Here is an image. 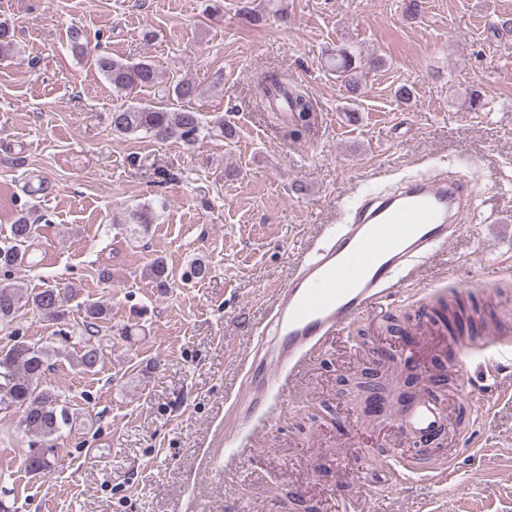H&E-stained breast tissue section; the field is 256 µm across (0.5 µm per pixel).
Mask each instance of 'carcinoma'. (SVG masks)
I'll return each mask as SVG.
<instances>
[{
	"mask_svg": "<svg viewBox=\"0 0 512 512\" xmlns=\"http://www.w3.org/2000/svg\"><path fill=\"white\" fill-rule=\"evenodd\" d=\"M70 48L78 55L90 56L82 28L71 26L68 30ZM13 38L9 24L0 21V59L13 57ZM92 64L112 87V92L127 96L134 90L160 89V100L139 101L122 105L111 114L112 133L119 136L144 134L159 142H176L187 147L194 145L201 135L216 129L224 138L235 136L234 129L221 117L212 125L204 124L201 113L191 102L202 94L201 87L189 79L178 80L161 87L160 73L149 60L136 63L112 57L108 53L93 56ZM329 71L345 89L348 98L357 99L369 73L386 66V59L379 55H364L353 45L344 44L329 54ZM255 103L262 112H289L296 128L283 127V136L294 138L309 132L317 121L316 109L305 90L288 84V77L277 70H263L254 78ZM153 222L152 212L140 208L129 212L125 220L142 230ZM36 227L28 217L19 216L10 225L7 243L0 244V322L7 324L25 307L61 321L65 317V303L77 295V288L70 286L67 293L48 286L37 292L24 293L11 282L12 272L29 262L36 250ZM151 287L161 295L173 287V276L164 260H154L145 270ZM84 320L79 331L81 350L72 359L80 373H94L103 355L99 333L102 325L111 323V308L101 301H89L83 306ZM431 320L443 324L455 337L463 330L474 329L475 319L461 299L440 303L433 309ZM56 351L38 343L20 340L7 350L0 351V406L23 408V425L32 437L31 443L53 450L52 441L63 430L72 427L78 413L74 412L65 397L48 381L51 357ZM55 465V454L46 461L32 453L25 458L26 470L34 475L47 474Z\"/></svg>",
	"mask_w": 512,
	"mask_h": 512,
	"instance_id": "1",
	"label": "carcinoma"
}]
</instances>
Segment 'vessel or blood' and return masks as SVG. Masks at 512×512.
Masks as SVG:
<instances>
[{
  "instance_id": "1",
  "label": "vessel or blood",
  "mask_w": 512,
  "mask_h": 512,
  "mask_svg": "<svg viewBox=\"0 0 512 512\" xmlns=\"http://www.w3.org/2000/svg\"><path fill=\"white\" fill-rule=\"evenodd\" d=\"M473 203L465 176L429 174L353 204L346 223L312 247L277 289L247 366L246 389L234 403L237 424L248 429L259 423L285 388L287 375L309 353L328 338L343 336L355 321L382 311L417 266L462 233L457 216ZM436 342L449 350L452 364L460 366L470 350L507 346L512 337L497 327L472 340L440 336ZM394 425L405 441L425 448L416 461L388 465L394 480L420 474L446 480V467L437 466L426 450L450 425L441 395L425 390L412 395Z\"/></svg>"
}]
</instances>
